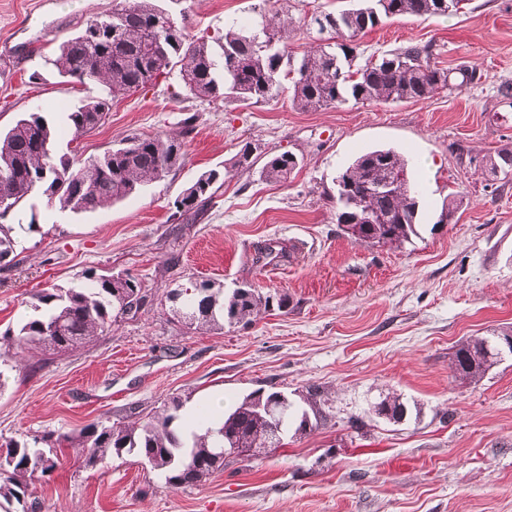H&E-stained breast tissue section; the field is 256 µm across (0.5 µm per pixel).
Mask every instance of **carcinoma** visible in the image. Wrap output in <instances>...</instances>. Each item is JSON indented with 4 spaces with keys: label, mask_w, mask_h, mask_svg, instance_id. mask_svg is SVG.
<instances>
[{
    "label": "carcinoma",
    "mask_w": 512,
    "mask_h": 512,
    "mask_svg": "<svg viewBox=\"0 0 512 512\" xmlns=\"http://www.w3.org/2000/svg\"><path fill=\"white\" fill-rule=\"evenodd\" d=\"M161 0H108L73 35L64 38L46 63L73 86L96 85L100 92L80 102L67 115L73 138L97 127L112 102L129 96L180 67L185 89L200 99L223 98L245 105L260 104L288 93L292 106L303 111L336 108L350 101L369 104L415 102L432 97L450 86V72L432 62V45H401L366 54L360 36L392 18L454 14L466 0H354L335 11L315 10L302 26L313 42L296 57L288 51V39L296 21L277 10L261 17L250 28L231 24L211 39L192 38L185 25L160 5ZM192 131L185 124L178 135L132 133L118 148L75 163L53 154L57 128L40 112H26L5 131H0V217L40 193L47 203L72 212H94L140 193L143 188L178 168L184 156L183 137ZM261 147L245 142L232 167L249 171L260 158V178L286 183L300 162L284 151L260 154ZM497 160L484 171L486 186L499 180L496 169L512 170V151L496 152ZM407 171V160L392 149L364 152L336 176L346 196L336 195V223L352 225L350 238L370 245L399 247L418 234V201L409 184L386 195H372V185L388 173ZM230 178V170L211 168L201 172L174 201L180 214H199ZM370 208L391 215L389 224H356L358 209ZM151 293L133 276H85L70 288L44 289L34 294L33 314L15 331L0 337V360L26 362L33 350L70 354L95 341L112 328L117 318L137 315L149 303ZM189 329L223 328L224 324L252 322L270 304L282 307L287 298L273 299L243 285L224 296V289L208 281L166 292ZM487 338L471 336L457 345L453 371L462 379L483 376L497 360L474 357ZM269 396L244 397L215 422L204 423V432L186 430L181 424L183 401L172 397L159 411L133 412L132 421L90 424L55 441L66 442L86 467H95L110 454L136 455L157 467L165 487L192 488L224 471V442L233 438L249 457L271 452L261 440L275 424L267 415ZM310 411L288 413L295 432L318 428L326 420L328 394L318 387L307 391ZM382 418L400 421L406 408L399 398L378 402ZM61 464L58 453L27 443L0 448V497L25 503L34 476L51 477Z\"/></svg>",
    "instance_id": "cac0c4a2"
}]
</instances>
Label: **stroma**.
<instances>
[{"instance_id": "35a3bbf8", "label": "stroma", "mask_w": 512, "mask_h": 512, "mask_svg": "<svg viewBox=\"0 0 512 512\" xmlns=\"http://www.w3.org/2000/svg\"><path fill=\"white\" fill-rule=\"evenodd\" d=\"M106 0H0V129L24 112L50 113L57 154L81 162L125 135L172 134L186 118L185 160L141 193L90 213L31 206L8 212L16 256L0 261V334L31 313L32 293L68 288L87 272L130 273L147 289L208 279L287 295L288 306L242 326L187 329L169 302L118 319L82 351L36 371L0 366V442H32L130 410L184 399L185 418L222 397L231 407L263 388L295 410L309 385L329 392L330 415L310 434L222 473L164 488L130 454L86 468L70 448L51 481H33L35 512H512V356L475 381L455 376L457 344L512 330V183L478 175L486 155L512 150V0H469L447 17L393 19L361 37L367 52L432 44L439 67L478 64V83L417 102L347 103L317 112L287 95L256 105L198 99L178 71L114 101L99 127L72 142L74 93L45 75L47 42L78 31ZM274 0H182L189 34L211 36L258 18ZM42 78L30 82L32 73ZM302 161L279 186L235 171L201 218L173 202L199 173L230 164L244 141ZM392 149L408 161L420 202L418 237L395 248L355 244L336 222V174L356 156ZM462 203L439 223L449 191ZM280 249L274 261L265 246ZM401 421L375 417L385 396Z\"/></svg>"}]
</instances>
